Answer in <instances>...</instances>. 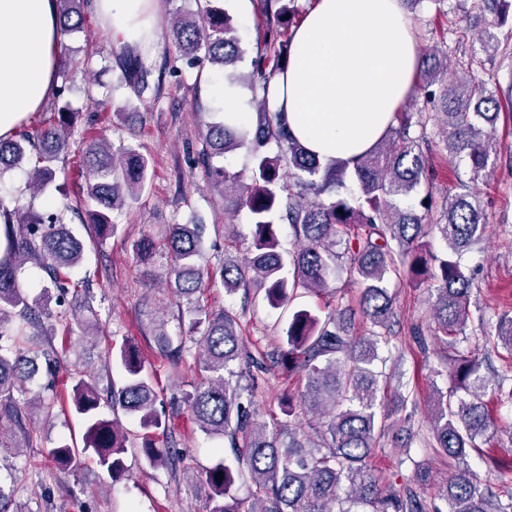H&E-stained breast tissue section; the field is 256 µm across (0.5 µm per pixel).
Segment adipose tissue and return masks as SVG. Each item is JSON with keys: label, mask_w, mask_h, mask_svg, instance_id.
<instances>
[{"label": "adipose tissue", "mask_w": 512, "mask_h": 512, "mask_svg": "<svg viewBox=\"0 0 512 512\" xmlns=\"http://www.w3.org/2000/svg\"><path fill=\"white\" fill-rule=\"evenodd\" d=\"M120 47L159 40V0H91ZM57 0H0V137L55 95ZM420 51L403 0H313L293 31L270 111L321 162L353 163L387 132L412 90Z\"/></svg>", "instance_id": "obj_1"}]
</instances>
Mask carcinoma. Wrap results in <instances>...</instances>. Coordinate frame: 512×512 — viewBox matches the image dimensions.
<instances>
[{
    "label": "carcinoma",
    "mask_w": 512,
    "mask_h": 512,
    "mask_svg": "<svg viewBox=\"0 0 512 512\" xmlns=\"http://www.w3.org/2000/svg\"><path fill=\"white\" fill-rule=\"evenodd\" d=\"M57 2L59 35L83 31L89 0ZM254 2L265 28L263 47L252 58L249 73L237 72L245 51L223 0H196L195 11L175 13L165 58L172 77H178L184 65L206 62L229 83L247 85L260 95L255 126L208 122L198 153L206 178L222 189L224 199L232 200L229 210H244L249 216L250 237L241 235L235 224L224 236L242 256L224 249L217 279L201 264L204 225L171 224V263L159 275L178 307L179 323L174 331L165 320L156 324V356L176 371L194 355L206 376L183 393L179 403L204 435L227 439L255 485L253 502L243 506L233 493L241 470L217 463L205 472L210 489L206 512H440L407 486L381 488L367 464L382 438L399 442L398 415L409 402V396L399 392L382 403V372L374 369L394 318L390 283L395 278L416 287L428 285L434 297L435 330L448 345L445 364L453 386L437 394L431 432L424 439L425 446L463 464L441 493L448 512H512V479H501L494 491L478 481L467 464L477 438L493 423L486 397L496 396L511 406L512 383L504 376L490 381L481 372L480 361L460 348L458 339L468 326L475 288L462 257L486 232L484 204L474 183L488 176L490 157L496 152L497 89L454 77L446 53L434 51L422 61L417 89L429 100L439 99L450 158L465 162L469 173L466 179L456 176L455 190L437 211L432 191L422 189L428 183L430 147L421 112H395V124L386 136L352 166L324 165L288 137L268 111L263 92L288 64V30L297 14V0ZM484 8L500 20L512 9V0H484ZM60 57L62 84L50 117L0 138V176L15 169L24 172L34 200L64 172L57 166L60 157L78 145L84 205L75 210L93 243L102 245L120 231L115 214L146 190L151 162L132 145L116 148L103 137L74 140L81 112L65 93L72 74L87 67L88 61L79 64L66 52ZM116 60L128 96L115 104L112 115L122 121L130 116L126 108L132 99H159L163 80L155 62L133 49H121ZM240 148L250 153L248 168L231 173L213 163ZM348 186L355 188L352 195L336 193ZM283 224L296 243L286 258L279 250ZM430 234L444 243L439 255L421 249L422 239ZM154 246V240L145 236L134 243L133 251L145 262ZM83 258L84 244L62 214L40 213L30 204L10 205L0 196V425L12 427L0 432L1 454L21 447L17 434L28 435L25 403L18 395L37 375L38 359H44L46 372L53 374L56 352L51 340L56 325L90 308L89 297L70 277ZM31 265L51 280V286L35 296L25 278ZM339 271L360 287L356 309L331 303L337 294L329 282ZM217 287L229 297L240 290L262 292L273 307L283 306L302 290L326 299L329 311L323 316L307 309L295 311L281 343L256 355L243 342L237 311L204 305L207 292ZM52 301L58 310L50 308ZM358 310L371 325L364 336L354 334ZM483 346L512 357L511 311L499 315L496 335L483 336ZM107 359L123 373L120 387L111 385L103 395L96 385L79 379L71 388L69 407L83 423L82 447L63 441L43 453L62 465L79 454H91L112 480L120 479L129 443L119 418L122 413L138 421L148 467L175 465V443L159 448L153 440L154 430L169 432L171 427L162 425L156 409L159 395L147 379L152 365L130 341L109 348ZM276 368L299 374L304 386L296 394L277 398L280 412L269 411L266 420L240 379L248 378L254 387ZM297 405L317 420L315 437L297 429ZM22 491L24 485L17 478L7 487L0 484V512H19L16 498Z\"/></svg>",
    "instance_id": "cac0c4a2"
}]
</instances>
